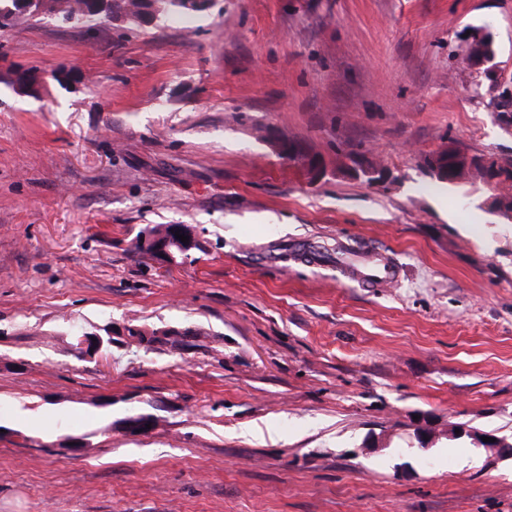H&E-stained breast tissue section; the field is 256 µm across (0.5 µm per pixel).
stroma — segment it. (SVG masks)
Listing matches in <instances>:
<instances>
[{
    "mask_svg": "<svg viewBox=\"0 0 512 512\" xmlns=\"http://www.w3.org/2000/svg\"><path fill=\"white\" fill-rule=\"evenodd\" d=\"M13 64L73 79L0 83V512H512V457L448 435H512V224L419 166L512 157V0H213L91 35L43 15L0 33ZM164 224L197 249L132 250ZM341 241L397 286L352 282ZM280 145L281 153L288 158V161L304 170L308 162L320 159L319 154L308 151L295 140H283Z\"/></svg>",
    "mask_w": 512,
    "mask_h": 512,
    "instance_id": "stroma-1",
    "label": "stroma"
}]
</instances>
